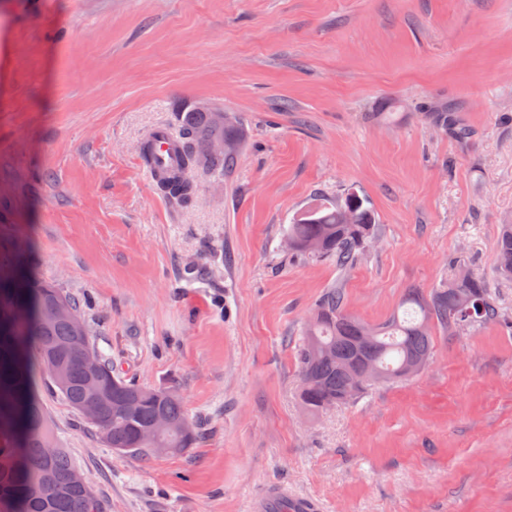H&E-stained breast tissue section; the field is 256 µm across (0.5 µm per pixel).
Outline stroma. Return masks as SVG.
<instances>
[{
    "instance_id": "obj_1",
    "label": "stroma",
    "mask_w": 512,
    "mask_h": 512,
    "mask_svg": "<svg viewBox=\"0 0 512 512\" xmlns=\"http://www.w3.org/2000/svg\"><path fill=\"white\" fill-rule=\"evenodd\" d=\"M197 106L243 137L183 204L140 149ZM450 106L468 139L436 121ZM350 192L380 226L353 268L286 248L300 213ZM503 224L512 0H0V245L202 430L178 455L122 456L41 389L104 512H246L274 483L322 512H512L501 326L437 334L420 374L316 417L297 401L302 331L330 289L379 323L468 271L512 316ZM496 265L499 275L512 279V224H503L496 246Z\"/></svg>"
}]
</instances>
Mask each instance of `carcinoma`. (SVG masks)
<instances>
[{"label": "carcinoma", "instance_id": "1", "mask_svg": "<svg viewBox=\"0 0 512 512\" xmlns=\"http://www.w3.org/2000/svg\"><path fill=\"white\" fill-rule=\"evenodd\" d=\"M436 120L455 138H468L469 129L452 112H438ZM217 139L238 141L235 122L219 123L216 113L207 110L185 113L178 138L180 166L160 183V189L190 203L196 185L185 178L186 172L202 165L215 177L224 176L234 155L213 154L211 144ZM343 209L351 213L348 224L338 223ZM378 233L374 211L363 198L350 193L341 203L325 202L304 212L288 226L287 236L297 243L292 252L334 260L337 268L346 270ZM312 241L322 242L321 248L308 249ZM23 265L18 250L0 249V459L10 461L7 469H0V512H102L94 491L76 483V469L55 442L30 376L33 356L53 390L71 408L80 410L90 397L81 350L72 345L73 326L66 321L46 322L42 316L52 295L62 290L31 282ZM496 265L502 278L512 279V224L502 225ZM449 282L453 291L445 285L427 298L409 290L400 309L377 324L349 314L344 289H331L314 309L299 345V376L309 380L307 392L298 395L301 407L316 415L353 402L359 394L354 392L351 370L364 362L379 371L374 384L409 379V365L427 364L432 358L435 326L450 336L462 323L512 328L484 278L459 275ZM49 349L59 350L63 357L68 378L63 387L56 383L47 361ZM97 356L102 389L98 421L91 425L103 443L129 457H153L156 448L180 454L197 444L196 427L184 432L188 418L175 390L141 385L123 376L102 352Z\"/></svg>", "mask_w": 512, "mask_h": 512}]
</instances>
